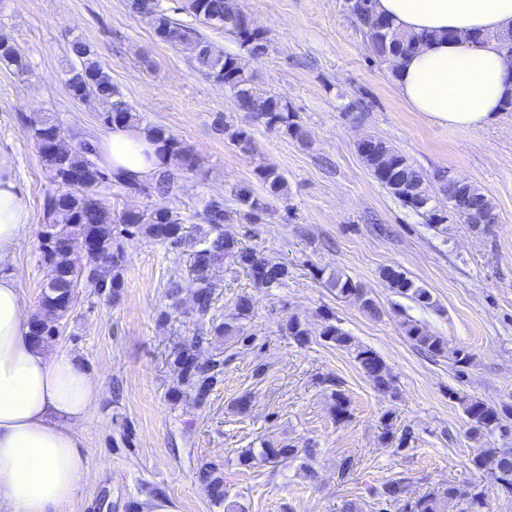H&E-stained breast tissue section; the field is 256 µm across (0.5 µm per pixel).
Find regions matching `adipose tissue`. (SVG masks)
Here are the masks:
<instances>
[{
	"instance_id": "adipose-tissue-1",
	"label": "adipose tissue",
	"mask_w": 512,
	"mask_h": 512,
	"mask_svg": "<svg viewBox=\"0 0 512 512\" xmlns=\"http://www.w3.org/2000/svg\"><path fill=\"white\" fill-rule=\"evenodd\" d=\"M375 11L428 41L402 59L395 91L441 127L479 130L512 94V58L496 40L512 31V0H374ZM113 172L151 180L159 146L145 130L115 124L98 141ZM29 211L14 158L0 151V512H60L79 496L89 471L83 425L101 385L64 354L29 334L32 310L15 276Z\"/></svg>"
}]
</instances>
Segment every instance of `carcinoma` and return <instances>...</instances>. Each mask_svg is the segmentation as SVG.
<instances>
[{
    "label": "carcinoma",
    "instance_id": "carcinoma-1",
    "mask_svg": "<svg viewBox=\"0 0 512 512\" xmlns=\"http://www.w3.org/2000/svg\"><path fill=\"white\" fill-rule=\"evenodd\" d=\"M362 2L374 23L368 24L360 17L355 18V23L365 35L373 59L381 64H390L394 73L397 62L413 53L414 48L424 41V36L397 31L388 19L374 12L373 0ZM127 7L150 21L159 41L189 50L199 69L229 89L234 98L267 127H283L296 138L301 135L300 126L294 121L295 113L289 111L277 96L255 87L252 74L245 69L238 55L223 51L201 33L203 27L221 29L250 56L264 55L268 50L266 32L258 27H243L246 14L239 0H176V5L167 8L160 4V0H127ZM183 13L192 20L177 18ZM71 53L75 63L71 64L65 80L69 94L79 100L94 97L102 106L100 118L106 127L114 124L140 126L141 118L112 84V78L101 65L97 52L78 40L71 44ZM0 64L13 68L17 74L26 72L29 67L13 42L2 39ZM31 130L38 152L45 148L51 150L44 161L60 186V190L47 196L43 203L45 224L40 249L42 261L52 277L44 284L40 308L30 323V328L37 329L36 340L39 343L43 344L54 336L56 322L69 311L64 298L71 290L89 288L98 295L106 291L112 295L117 293L121 287V267L125 262V252L116 244L118 235L130 240L145 239L172 249L191 245L188 274L171 282L170 296L176 301L182 291L189 292L199 325H208L206 332L237 342L250 340L244 335L242 322L250 317L253 310L251 295H240L233 312L224 316V321L218 323L211 315L217 288L213 270L226 267L241 271L249 277L253 287L267 290L284 287L290 271L287 264L260 248L244 244L236 234L224 229V225L234 223L237 216V212L224 204V196L211 195L203 201L206 226L193 232L186 230L185 219L180 213L166 208L127 211L115 218L110 201L101 193V188L110 189L115 185L129 190L144 189L161 196L175 195L180 189L178 175L193 171L198 166L194 151L161 126L146 128L149 135L162 145V152L168 160L152 181L139 182L104 168L91 139L76 141L59 124L47 118L35 122ZM371 141L369 137L357 144V152L368 170L390 196L403 208L422 217L425 223L434 228L450 220L468 223L467 218L453 211L452 206L443 204V200H451L459 193L468 197L472 208L494 212L491 200L477 184L468 181L459 184L446 170H437L430 176L388 144L382 151L366 149ZM257 177L269 196L279 198L286 194L287 180L274 169L261 167ZM234 196L240 205L246 207L243 219L251 224L260 222L269 209L267 198L256 194L249 185L237 187ZM382 277L398 293L418 303H430V293L415 286L403 272L387 267L383 269ZM330 285L339 295L356 299L368 315H380L375 301L350 277L334 274ZM284 328L296 344L305 346L310 342V332L297 316H289ZM404 331L415 346L432 355L440 356L450 351L447 340L428 333L417 323H406ZM320 336L341 348L352 345L351 336L331 323L328 317ZM202 340L203 337L196 336L190 343L179 347L173 360L180 384L175 394L179 396L186 392L200 403L218 384L225 364V360L218 356L203 362L198 359L197 346ZM450 352L457 365L470 360L469 353L462 348ZM356 359L378 391L384 394L393 392V376L376 352L359 348ZM330 398L336 419H348L347 396L340 390H334ZM459 402L474 435L497 430L505 433L509 429L507 420L512 419L511 407L491 405L468 395L460 396ZM381 425L384 444L399 448L407 444L409 433L399 438L395 436L392 412L383 415ZM301 452L308 454L310 449L300 450L289 444L277 447L267 443L260 456L263 461L277 466L295 460ZM473 465L476 470L485 471L502 485L512 488V457H500L493 449L485 448L473 458ZM201 480L212 500L219 504L224 502V475L218 468L211 464L202 468ZM412 485L413 478L408 476L392 479L385 483L380 498L390 503L404 502L406 512H444L448 499L454 497L460 504L459 512H481L480 502L484 493L477 484L470 485L465 491L448 486L417 494L413 493Z\"/></svg>",
    "mask_w": 512,
    "mask_h": 512
}]
</instances>
